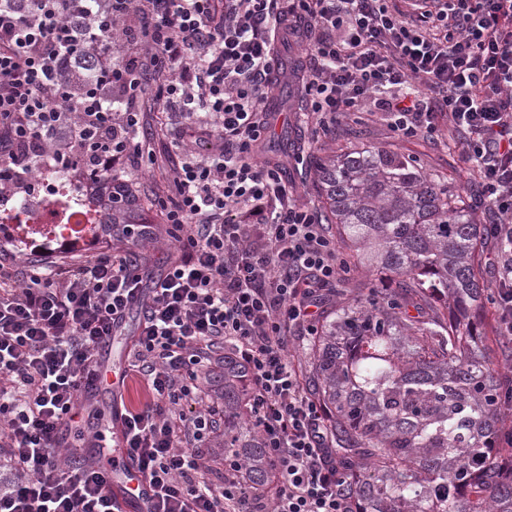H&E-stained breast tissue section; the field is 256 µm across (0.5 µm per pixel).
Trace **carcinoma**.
Instances as JSON below:
<instances>
[{
  "instance_id": "carcinoma-1",
  "label": "carcinoma",
  "mask_w": 512,
  "mask_h": 512,
  "mask_svg": "<svg viewBox=\"0 0 512 512\" xmlns=\"http://www.w3.org/2000/svg\"><path fill=\"white\" fill-rule=\"evenodd\" d=\"M279 150L312 171L343 263L375 274L363 299L336 290L304 343L307 390L326 413L356 512H476V502L512 512V452L490 446L503 420L500 372L472 321L488 290L484 239L464 197L377 146L315 159L289 136ZM129 223L119 203L95 221ZM243 414L240 371L226 364L224 416ZM224 437L248 480L270 485L258 434Z\"/></svg>"
}]
</instances>
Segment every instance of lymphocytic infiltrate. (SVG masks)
Wrapping results in <instances>:
<instances>
[{
	"label": "lymphocytic infiltrate",
	"instance_id": "lymphocytic-infiltrate-1",
	"mask_svg": "<svg viewBox=\"0 0 512 512\" xmlns=\"http://www.w3.org/2000/svg\"><path fill=\"white\" fill-rule=\"evenodd\" d=\"M20 0L0 8V201L32 200L66 168L130 201L121 179L143 86L178 109L182 143H219L173 170L165 223L125 235L171 245L160 269L112 248L76 263L23 265L0 239V512H113L108 471L62 467L59 431L100 378L99 341L132 307L133 368L152 393L122 416L128 459L155 487L152 512H354L322 406L290 357L341 278L336 242L260 157L280 44L305 52L308 112L322 126L366 110L399 138L457 143L480 179L493 244L498 335L512 339V0ZM242 371L250 426L274 480L210 464L219 408L202 374L213 350Z\"/></svg>",
	"mask_w": 512,
	"mask_h": 512
}]
</instances>
